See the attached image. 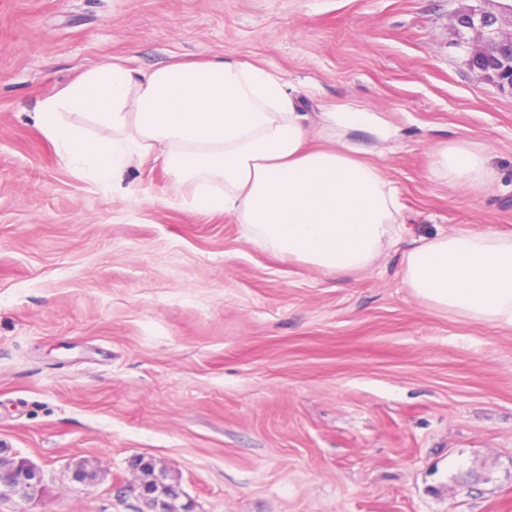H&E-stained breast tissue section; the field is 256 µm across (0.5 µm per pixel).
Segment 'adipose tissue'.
I'll return each mask as SVG.
<instances>
[{
  "label": "adipose tissue",
  "instance_id": "obj_1",
  "mask_svg": "<svg viewBox=\"0 0 512 512\" xmlns=\"http://www.w3.org/2000/svg\"><path fill=\"white\" fill-rule=\"evenodd\" d=\"M327 144L311 148V118L268 68L221 58L149 71L116 59L38 106L42 134L73 168L118 190L133 165L159 162L195 186L187 207L232 215L266 252L325 273L366 270L394 243L400 205L374 162L345 135L392 132L345 104L319 115ZM102 133L89 135L85 122ZM433 178L451 187L492 182L482 145L435 149ZM403 278L413 294L478 323L512 327V236L460 229L410 249Z\"/></svg>",
  "mask_w": 512,
  "mask_h": 512
}]
</instances>
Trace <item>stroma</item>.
<instances>
[{"label": "stroma", "mask_w": 512, "mask_h": 512, "mask_svg": "<svg viewBox=\"0 0 512 512\" xmlns=\"http://www.w3.org/2000/svg\"><path fill=\"white\" fill-rule=\"evenodd\" d=\"M452 0H0V448L46 476L0 512H140L134 459L176 512H512V328L418 299L405 252L512 232V92L469 69ZM253 62L349 131L396 188L399 242L336 276L264 252L234 216L173 204L154 162L123 199L34 123L85 71ZM496 181L449 188L440 144ZM85 464L94 484L71 480ZM431 174L436 181L448 187L484 186L494 178V172L487 164L485 149L477 143L445 144L436 148Z\"/></svg>", "instance_id": "obj_1"}]
</instances>
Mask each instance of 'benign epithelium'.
<instances>
[{"mask_svg": "<svg viewBox=\"0 0 512 512\" xmlns=\"http://www.w3.org/2000/svg\"><path fill=\"white\" fill-rule=\"evenodd\" d=\"M450 12L456 45L466 52L470 69L481 80H491L500 89L512 91V30L504 31L498 14L486 8L490 0H456ZM12 476V495L19 502L35 500L45 474L30 462L0 458V473ZM178 487L166 482L142 480L140 498L147 512H171V501L179 497Z\"/></svg>", "mask_w": 512, "mask_h": 512, "instance_id": "7a95c632", "label": "benign epithelium"}]
</instances>
